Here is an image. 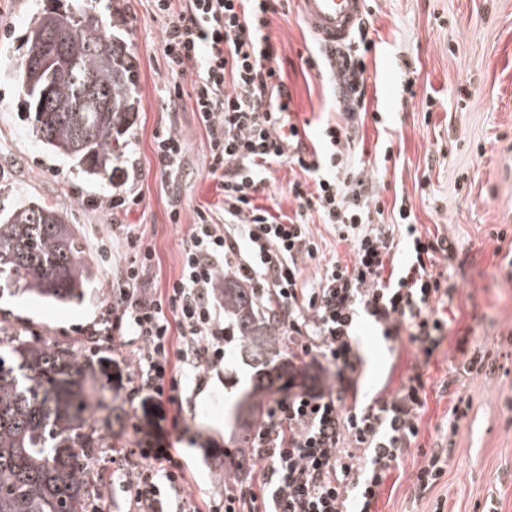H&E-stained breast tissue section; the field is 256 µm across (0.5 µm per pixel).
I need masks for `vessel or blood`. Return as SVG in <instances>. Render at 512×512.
Wrapping results in <instances>:
<instances>
[{"instance_id":"b4317fda","label":"vessel or blood","mask_w":512,"mask_h":512,"mask_svg":"<svg viewBox=\"0 0 512 512\" xmlns=\"http://www.w3.org/2000/svg\"><path fill=\"white\" fill-rule=\"evenodd\" d=\"M306 25L328 47L348 42L365 8V0H299Z\"/></svg>"}]
</instances>
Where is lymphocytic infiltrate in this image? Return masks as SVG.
Masks as SVG:
<instances>
[{
	"label": "lymphocytic infiltrate",
	"instance_id": "obj_1",
	"mask_svg": "<svg viewBox=\"0 0 512 512\" xmlns=\"http://www.w3.org/2000/svg\"><path fill=\"white\" fill-rule=\"evenodd\" d=\"M150 2L164 22L173 96L191 99L206 132V172L224 196V220L196 210L181 273L163 289L154 284V249L138 225H126L134 259L100 323L135 337L130 395L158 418L138 443L139 462L118 467L122 492L136 512H165L171 498L179 512H196L182 496L185 475L164 443L161 422L167 405L180 404L187 371L201 382L224 360V277L252 288L261 303H275L278 325L295 343L289 361L352 373L358 357L351 338L364 318L387 338L407 335L423 356L433 354L448 326L441 308L451 295L436 266L456 248L423 235L406 206L397 209L398 223L378 221L374 184L354 161L365 121L383 122L381 112L367 110L363 57L337 49L309 59L312 67L335 65L343 101L341 121L323 124L309 145L307 129L291 121L290 93L267 33L277 0ZM154 145L161 172L177 180L185 139L160 127ZM284 161L305 175L288 186L297 208L286 221L254 203L271 165ZM312 209L350 244V260L324 259L307 222ZM314 259L325 268L308 284L301 265ZM423 389L417 370L395 396L365 409L346 404L349 382L334 393L303 386L273 399L253 436L261 470L248 486L225 493L224 512H370L387 473L418 436Z\"/></svg>",
	"mask_w": 512,
	"mask_h": 512
}]
</instances>
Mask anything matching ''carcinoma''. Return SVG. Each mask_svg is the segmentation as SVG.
Wrapping results in <instances>:
<instances>
[{"instance_id":"cac0c4a2","label":"carcinoma","mask_w":512,"mask_h":512,"mask_svg":"<svg viewBox=\"0 0 512 512\" xmlns=\"http://www.w3.org/2000/svg\"><path fill=\"white\" fill-rule=\"evenodd\" d=\"M87 14L78 0L36 13L21 36L16 81L31 135L84 177L104 183L129 151L139 96L124 29L102 18L87 26ZM60 19L67 24L66 59L38 72L27 59L42 52L41 33ZM99 89L112 105L96 98ZM91 275L81 238L63 212L32 197L0 207V295L12 287L78 304ZM274 314L258 306L250 289L224 281L229 340L253 369L255 391L272 389L286 348ZM102 407L94 372L69 345L0 328V512H86L98 481L87 456L103 445L91 419Z\"/></svg>"}]
</instances>
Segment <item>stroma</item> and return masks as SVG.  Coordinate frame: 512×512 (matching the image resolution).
I'll return each mask as SVG.
<instances>
[{"label":"stroma","instance_id":"35a3bbf8","mask_svg":"<svg viewBox=\"0 0 512 512\" xmlns=\"http://www.w3.org/2000/svg\"><path fill=\"white\" fill-rule=\"evenodd\" d=\"M51 3L0 0V193L31 194L65 212L86 247L93 283L84 301L73 305L0 296V324L71 344L81 360L98 365L107 445L92 455L100 482L88 512H128L112 473L151 412L129 397L132 337L93 332L115 300L113 282L134 257L112 227L139 225L156 251L158 280L165 286L180 275L195 210L220 209L224 199L206 173V134L191 100L168 102L163 23L148 0L91 2L102 15L124 18L137 64L140 108L113 185L87 180L30 135L14 72L18 37ZM269 20L294 122L338 120L325 72L307 64L317 41L297 0ZM362 23L374 42L365 54L367 107L385 112L386 125L379 129L369 121L362 127L361 160L376 186L383 221L394 223L395 203L406 201L419 230L457 248L454 259L437 266L454 291L443 308L448 328L430 358L407 336L386 340L368 322L353 338L360 359L355 388L364 405L394 395L416 368L426 395L416 442L388 473L370 512H512V0H366ZM161 125L187 142L174 184L162 177L154 155L153 133ZM303 178L298 166H274L256 205L293 215L288 184ZM175 192L183 206L177 224L169 221ZM116 195L128 197L129 205L113 209ZM106 248L108 261L102 257ZM476 352L485 356L479 372L468 368ZM245 387L242 369L232 363L207 383L191 380L184 387L180 428L169 431L167 441L186 474L184 494L199 512H212L219 495L248 485L257 472L252 458L232 478L224 476L225 464L244 446V431L228 407L244 397ZM423 448L448 456L443 476L424 491L414 484Z\"/></svg>","mask_w":512,"mask_h":512}]
</instances>
